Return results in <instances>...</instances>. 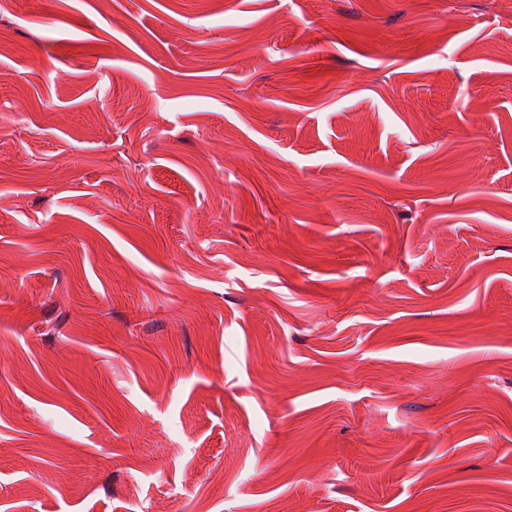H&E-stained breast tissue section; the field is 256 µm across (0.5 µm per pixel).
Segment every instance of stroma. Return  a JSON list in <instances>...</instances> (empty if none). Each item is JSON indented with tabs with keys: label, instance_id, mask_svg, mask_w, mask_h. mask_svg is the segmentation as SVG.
Wrapping results in <instances>:
<instances>
[{
	"label": "stroma",
	"instance_id": "35a3bbf8",
	"mask_svg": "<svg viewBox=\"0 0 512 512\" xmlns=\"http://www.w3.org/2000/svg\"><path fill=\"white\" fill-rule=\"evenodd\" d=\"M0 512H512V0H0Z\"/></svg>",
	"mask_w": 512,
	"mask_h": 512
}]
</instances>
